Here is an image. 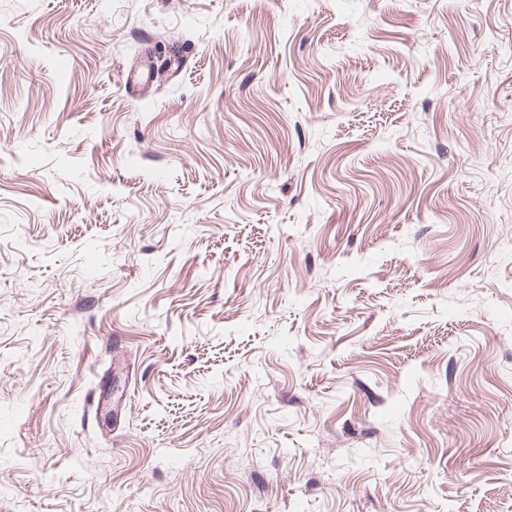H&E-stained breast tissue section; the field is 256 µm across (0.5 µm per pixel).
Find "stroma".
I'll use <instances>...</instances> for the list:
<instances>
[{"mask_svg":"<svg viewBox=\"0 0 512 512\" xmlns=\"http://www.w3.org/2000/svg\"><path fill=\"white\" fill-rule=\"evenodd\" d=\"M0 512H512V0H0Z\"/></svg>","mask_w":512,"mask_h":512,"instance_id":"35a3bbf8","label":"stroma"}]
</instances>
